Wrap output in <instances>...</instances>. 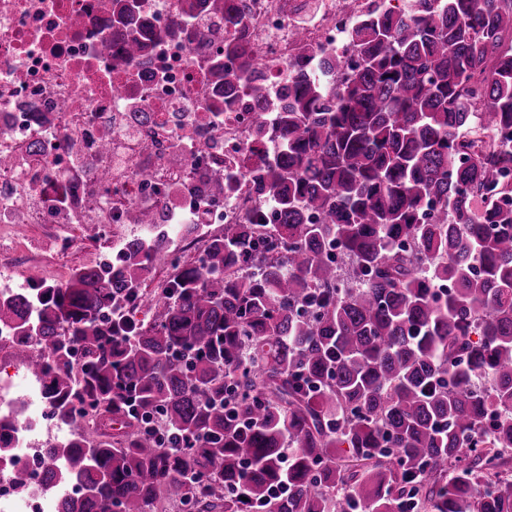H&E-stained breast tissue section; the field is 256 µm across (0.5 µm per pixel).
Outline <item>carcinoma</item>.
Wrapping results in <instances>:
<instances>
[{
	"label": "carcinoma",
	"instance_id": "cac0c4a2",
	"mask_svg": "<svg viewBox=\"0 0 512 512\" xmlns=\"http://www.w3.org/2000/svg\"><path fill=\"white\" fill-rule=\"evenodd\" d=\"M421 2L357 26L356 59L298 66L280 103L252 82L278 147L247 176L276 223L228 225L201 267L136 236L113 267L0 298L74 427L45 449L47 493L81 489L59 512H512V0ZM132 14L112 0L102 53L140 56ZM260 67L241 31L213 78L229 97Z\"/></svg>",
	"mask_w": 512,
	"mask_h": 512
}]
</instances>
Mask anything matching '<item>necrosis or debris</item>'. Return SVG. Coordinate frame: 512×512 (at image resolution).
Segmentation results:
<instances>
[{"instance_id":"4bbe7bcc","label":"necrosis or debris","mask_w":512,"mask_h":512,"mask_svg":"<svg viewBox=\"0 0 512 512\" xmlns=\"http://www.w3.org/2000/svg\"><path fill=\"white\" fill-rule=\"evenodd\" d=\"M242 25L274 95L288 86V69L329 52L353 53L350 33L360 17L390 8L391 0H243ZM183 0H141L136 62L102 54L111 41L112 0H0V154L25 163L0 168V224L26 212L32 224L120 225L131 208L173 215L189 211L202 234L190 263L202 264L215 228L239 223L259 208L244 161L268 149L272 136L254 120V102L241 90L223 106L209 71L232 31L208 0H195L196 19L184 23ZM303 26V41L291 30ZM110 136L112 149H98ZM40 155H27L31 141ZM207 148H200V141ZM94 170L109 171L100 184ZM150 178H143V171ZM233 174L236 185L213 201L194 191L200 174ZM10 421L8 454L0 455V512H56L41 484L52 462L48 444L64 435L41 384L25 372L0 380V420ZM32 474L17 492L14 465Z\"/></svg>"}]
</instances>
